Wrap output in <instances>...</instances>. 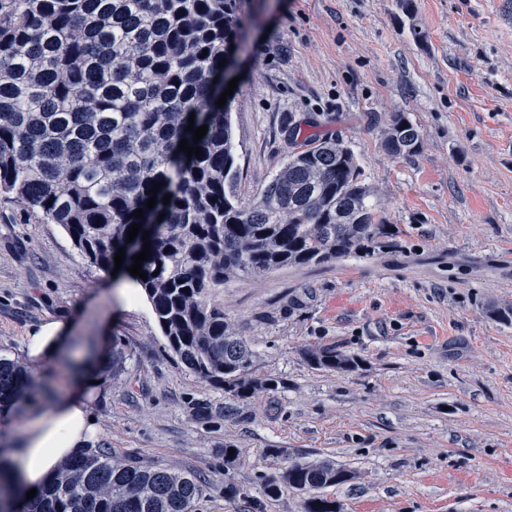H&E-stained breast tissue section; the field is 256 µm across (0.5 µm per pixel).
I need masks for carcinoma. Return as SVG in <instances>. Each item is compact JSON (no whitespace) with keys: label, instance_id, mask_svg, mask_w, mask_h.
<instances>
[{"label":"carcinoma","instance_id":"cac0c4a2","mask_svg":"<svg viewBox=\"0 0 512 512\" xmlns=\"http://www.w3.org/2000/svg\"><path fill=\"white\" fill-rule=\"evenodd\" d=\"M240 0H0V195L60 224L93 265L109 269L127 232L142 224L151 256L149 300L170 350L233 402L278 383L256 375L255 353L224 320L216 289L232 275L262 276L286 266L371 256L396 232L370 204L351 150L323 140L295 153L248 207L235 202L236 167L228 112L216 105L224 68L237 46ZM207 55H202L203 50ZM208 125L193 143L186 131ZM200 147L187 157L181 139ZM419 129L403 113L385 132L395 156L416 154ZM165 186L149 209L153 183ZM172 194L163 204L165 194ZM143 210L137 219L134 211ZM165 214L158 220L159 214ZM318 368L357 362L334 348L309 352ZM30 379L0 357V405L21 397ZM329 462L291 465L282 482L307 489L304 512H336L317 491L348 482ZM202 480L90 448L55 472L27 512H195Z\"/></svg>","mask_w":512,"mask_h":512}]
</instances>
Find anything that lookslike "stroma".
<instances>
[{"instance_id":"stroma-1","label":"stroma","mask_w":512,"mask_h":512,"mask_svg":"<svg viewBox=\"0 0 512 512\" xmlns=\"http://www.w3.org/2000/svg\"><path fill=\"white\" fill-rule=\"evenodd\" d=\"M240 17L226 99L239 205L337 138L397 246L225 281V320L279 381L227 418L149 302L121 308L130 276L0 197V356L23 360L30 329L71 320L97 356V447L200 476L197 512H302L303 492L264 494L296 460L353 472L323 490L341 512H512V0H240ZM399 112L422 134L407 158L382 146ZM324 346L358 368H315L306 352Z\"/></svg>"}]
</instances>
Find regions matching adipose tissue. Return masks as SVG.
Listing matches in <instances>:
<instances>
[{
    "mask_svg": "<svg viewBox=\"0 0 512 512\" xmlns=\"http://www.w3.org/2000/svg\"><path fill=\"white\" fill-rule=\"evenodd\" d=\"M71 325L65 321L46 322L26 336L23 353L31 366L60 362L70 349ZM68 390L48 397L47 405L27 421L20 441H13L15 404L0 408V469L11 476L22 496L17 508H25L26 492L44 488L58 464L92 446L96 427L86 393L89 373L69 372Z\"/></svg>",
    "mask_w": 512,
    "mask_h": 512,
    "instance_id": "adipose-tissue-1",
    "label": "adipose tissue"
}]
</instances>
